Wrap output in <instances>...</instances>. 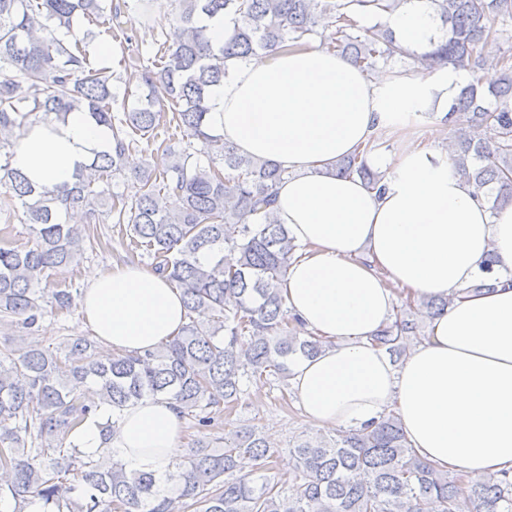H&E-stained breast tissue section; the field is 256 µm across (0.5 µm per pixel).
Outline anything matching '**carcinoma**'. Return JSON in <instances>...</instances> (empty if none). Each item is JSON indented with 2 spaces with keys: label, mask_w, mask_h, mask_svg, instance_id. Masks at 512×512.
Wrapping results in <instances>:
<instances>
[{
  "label": "carcinoma",
  "mask_w": 512,
  "mask_h": 512,
  "mask_svg": "<svg viewBox=\"0 0 512 512\" xmlns=\"http://www.w3.org/2000/svg\"><path fill=\"white\" fill-rule=\"evenodd\" d=\"M172 42L128 63L135 90L113 92L116 74L91 62L95 32L105 27L126 51L134 34L112 27L113 0H0V213L28 229L30 244L0 246V322L38 332L46 307L75 303L55 277L81 264L94 247L91 224H116L131 252L153 258L154 269L181 290L187 322L180 333L141 355L99 358L90 336L67 338L52 351L35 342L0 351V512H512V474L471 476L435 469L409 448L399 417L383 414L336 439H305L290 451L297 469L280 482L264 475L277 450L254 425L222 426L242 405L243 379L281 383L302 359L327 342L290 315L280 289L300 245L272 208L287 175L278 164L238 152L207 124L209 88L229 74L227 62L259 51L319 39L373 77L393 59L420 68L465 70L471 80L453 97L443 121L455 127L449 153L460 178L495 211L512 204V48L491 56L488 43L509 41L512 0H425L443 34L431 48L404 45L389 25L408 0H176ZM233 25L214 47L205 20ZM375 20L361 27L358 18ZM500 73L486 89L480 73ZM88 113L115 143L78 168L71 185L48 190L11 167V148L27 128ZM160 143L162 170L134 173L138 192L112 191L130 152ZM208 157L202 165L195 156ZM336 175L356 176L382 190L366 151L343 157ZM450 298L409 296L372 342L398 362L423 338L420 320L440 316ZM93 382L112 418L145 397L166 396L201 437L167 477L128 471L109 450L96 457L66 444L68 433L98 405L79 391Z\"/></svg>",
  "instance_id": "1"
}]
</instances>
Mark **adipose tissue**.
Instances as JSON below:
<instances>
[{"label":"adipose tissue","mask_w":512,"mask_h":512,"mask_svg":"<svg viewBox=\"0 0 512 512\" xmlns=\"http://www.w3.org/2000/svg\"><path fill=\"white\" fill-rule=\"evenodd\" d=\"M391 23L405 45L429 49L436 22L427 6H405ZM462 79L451 68L371 78L313 44L262 52L211 88L208 124L241 154L287 172L275 213L300 250L282 293L290 313L327 342L293 369L306 422L358 428L392 410L418 456L474 475L512 470V205L490 211L447 152L411 142L415 118L447 111ZM384 131L403 141L400 151L374 149ZM112 146L107 129L72 112L33 125L10 162L52 188ZM361 150L381 170L383 191L333 173L338 159ZM491 254L499 286L471 292L490 275ZM400 289L450 304L396 364L370 338L390 322ZM80 314L107 356L155 348L186 322L180 290L131 263L93 273ZM109 415L100 408L69 433L70 444L98 454ZM181 429L174 402L148 398L124 410L106 444L128 469L161 475L179 454Z\"/></svg>","instance_id":"1"}]
</instances>
